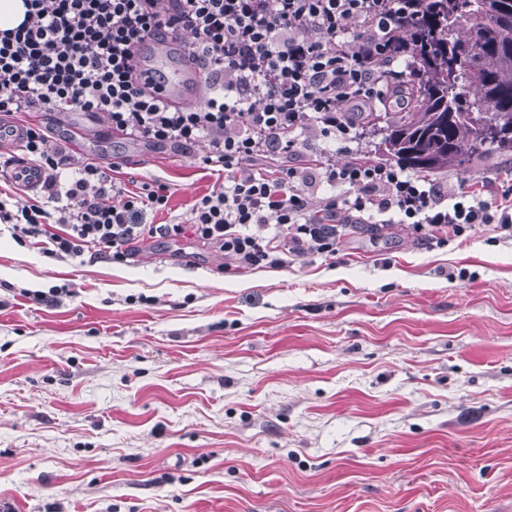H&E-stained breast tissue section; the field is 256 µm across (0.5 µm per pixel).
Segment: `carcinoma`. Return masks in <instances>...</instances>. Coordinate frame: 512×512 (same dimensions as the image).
<instances>
[{
	"instance_id": "1",
	"label": "carcinoma",
	"mask_w": 512,
	"mask_h": 512,
	"mask_svg": "<svg viewBox=\"0 0 512 512\" xmlns=\"http://www.w3.org/2000/svg\"><path fill=\"white\" fill-rule=\"evenodd\" d=\"M385 49L411 71L388 91L386 156L429 173L512 154V0H428L395 20Z\"/></svg>"
}]
</instances>
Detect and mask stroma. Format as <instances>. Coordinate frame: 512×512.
Returning <instances> with one entry per match:
<instances>
[{
    "mask_svg": "<svg viewBox=\"0 0 512 512\" xmlns=\"http://www.w3.org/2000/svg\"><path fill=\"white\" fill-rule=\"evenodd\" d=\"M68 122L126 188L167 186L144 223L217 181L205 144ZM432 178L512 185V156ZM0 512H512V234L392 224L243 270L188 233L109 263L0 224Z\"/></svg>",
    "mask_w": 512,
    "mask_h": 512,
    "instance_id": "35a3bbf8",
    "label": "stroma"
}]
</instances>
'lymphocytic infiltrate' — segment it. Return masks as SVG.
<instances>
[{"label": "lymphocytic infiltrate", "instance_id": "f902f5d3", "mask_svg": "<svg viewBox=\"0 0 512 512\" xmlns=\"http://www.w3.org/2000/svg\"><path fill=\"white\" fill-rule=\"evenodd\" d=\"M22 22L0 30V113L104 116L113 131L191 148L224 181L197 197L187 224H143L167 207L164 191L130 192L111 167L27 126L24 153L44 173L54 210L9 208L0 223L47 256L85 252L127 261L144 238L191 232L245 268L332 256L343 236L376 229V216L439 245L481 225L512 230V185H444L364 157L356 115L374 111L407 78L383 43L410 0H22ZM184 30L210 96L167 106L139 87L132 60L148 39ZM337 143L343 162L303 158L307 138Z\"/></svg>", "mask_w": 512, "mask_h": 512}]
</instances>
